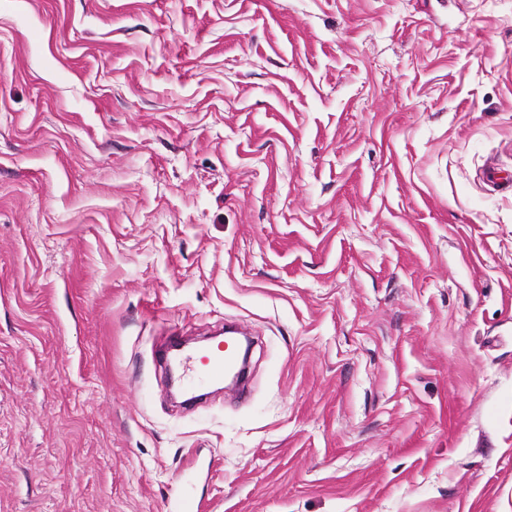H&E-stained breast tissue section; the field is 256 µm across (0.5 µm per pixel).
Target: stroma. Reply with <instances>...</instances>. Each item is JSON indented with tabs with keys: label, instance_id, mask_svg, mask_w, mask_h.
<instances>
[{
	"label": "stroma",
	"instance_id": "stroma-1",
	"mask_svg": "<svg viewBox=\"0 0 512 512\" xmlns=\"http://www.w3.org/2000/svg\"><path fill=\"white\" fill-rule=\"evenodd\" d=\"M491 167L512 0H0V512H512ZM223 341L212 349L210 355L202 356L200 363L203 366L200 372L195 371L192 365L190 382H208L224 384V373L236 369L237 362L232 351L223 347Z\"/></svg>",
	"mask_w": 512,
	"mask_h": 512
}]
</instances>
